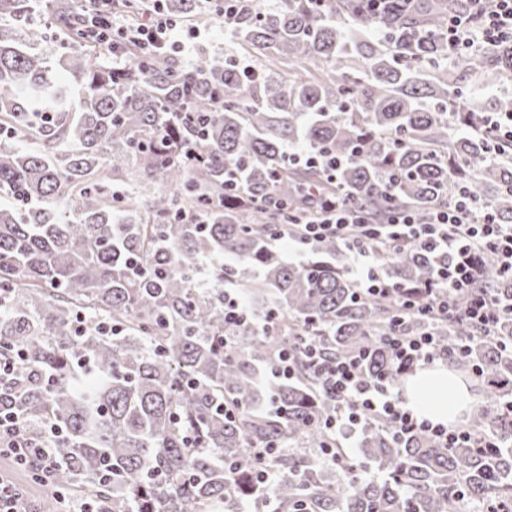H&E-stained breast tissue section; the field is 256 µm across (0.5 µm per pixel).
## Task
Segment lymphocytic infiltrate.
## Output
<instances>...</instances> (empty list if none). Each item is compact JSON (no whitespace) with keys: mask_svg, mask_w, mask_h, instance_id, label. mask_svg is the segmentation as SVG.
<instances>
[{"mask_svg":"<svg viewBox=\"0 0 512 512\" xmlns=\"http://www.w3.org/2000/svg\"><path fill=\"white\" fill-rule=\"evenodd\" d=\"M101 2L102 9L89 15L86 25L102 40L120 35L139 45L148 56L165 50L182 52L179 25L164 13L163 0H150L142 21L131 29L121 16L109 12L112 0ZM443 39L451 50L468 54L484 43H512V0H465L461 9L449 16ZM308 196L313 212L299 224V243L307 245L327 237L341 240L353 259L360 292L392 302L397 328L387 336L386 344L397 372L410 373L438 360L453 361L465 353L464 344L446 349L431 333L404 330L406 320L437 316L466 323L488 338L493 336L500 318L512 317V305L498 303L490 290L478 283V261L488 252L495 255L504 273L512 275V224L499 223L489 205L474 198L465 185H457L448 202L435 207L423 222L416 221L411 210L399 208L386 223L376 224L366 219L361 209L344 201L325 197L314 189ZM397 243L443 248L454 254L455 261L439 268L434 285L425 291L398 288L385 277L375 255L376 247ZM459 294L468 298L462 310L454 303ZM300 354L307 359L322 390L335 402L333 414L323 423L332 436L318 452L324 462H335V440L346 437L368 417L390 421L403 433L429 434L446 446L461 442L478 448L487 445L469 426L450 428L414 414L404 406L388 375L365 373L360 355L331 360L313 343L300 352L291 347L281 354L274 377L292 379ZM61 434L56 425L28 421L19 413L13 396H6L0 403V452L7 454L17 468L38 473L57 468Z\"/></svg>","mask_w":512,"mask_h":512,"instance_id":"lymphocytic-infiltrate-1","label":"lymphocytic infiltrate"}]
</instances>
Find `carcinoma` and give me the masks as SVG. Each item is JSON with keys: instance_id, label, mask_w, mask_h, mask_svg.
I'll return each mask as SVG.
<instances>
[{"instance_id": "carcinoma-1", "label": "carcinoma", "mask_w": 512, "mask_h": 512, "mask_svg": "<svg viewBox=\"0 0 512 512\" xmlns=\"http://www.w3.org/2000/svg\"><path fill=\"white\" fill-rule=\"evenodd\" d=\"M94 7L0 0V127L21 128L0 134V358L17 348L25 358L18 382L0 390L64 432L44 505L64 491L93 497L100 512H472L512 502V319L490 340L443 318L406 323L430 326L443 347L468 338L457 368L483 370L488 403L472 430L493 447H443L371 418L349 459L359 473L372 465L371 478L347 481L298 452L327 439L321 423L334 410L303 361L281 383L256 368L275 366L303 333L331 359L363 352L366 374L402 381L385 344L391 304L358 296L329 261L285 262L272 242L313 183L380 224L396 207L423 220L462 183L512 224V165L491 161L489 144L468 132L502 101L467 92L471 80L490 92L512 74V44L443 58L444 0L377 15L360 0H281L232 19L259 68L248 83L205 51L186 64L124 41L117 72L84 28ZM166 9L224 22L206 0ZM45 22L57 36L37 47L30 33ZM284 66L294 72L274 75ZM188 112L208 115L203 134ZM296 144L360 158L329 183L316 168L288 166L285 148ZM184 145L197 152L190 165ZM204 260L276 325L227 329L224 288L197 287ZM378 261L397 286L422 288L449 257L407 246ZM481 284L512 303V276L489 252ZM101 322L119 333L99 332ZM225 335L219 351L213 338ZM273 396L277 413L266 407ZM226 405L237 408L231 419ZM267 443L289 451L274 464L284 478L259 488L250 451Z\"/></svg>"}]
</instances>
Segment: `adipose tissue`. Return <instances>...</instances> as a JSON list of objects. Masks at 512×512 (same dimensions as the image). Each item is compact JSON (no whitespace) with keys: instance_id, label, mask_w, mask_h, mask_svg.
<instances>
[{"instance_id":"obj_1","label":"adipose tissue","mask_w":512,"mask_h":512,"mask_svg":"<svg viewBox=\"0 0 512 512\" xmlns=\"http://www.w3.org/2000/svg\"><path fill=\"white\" fill-rule=\"evenodd\" d=\"M403 397L412 411L437 424L449 425L476 404L466 382L451 369H420L405 387Z\"/></svg>"}]
</instances>
